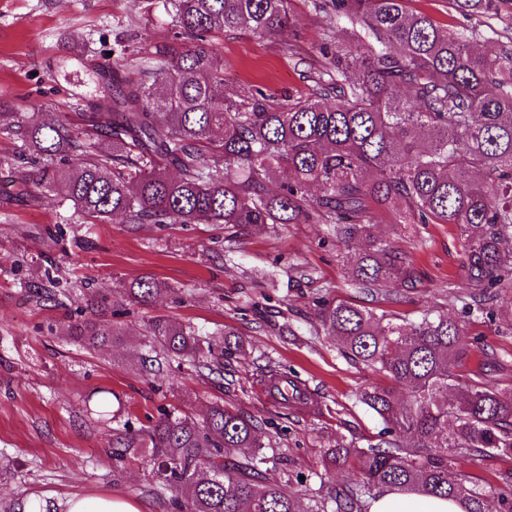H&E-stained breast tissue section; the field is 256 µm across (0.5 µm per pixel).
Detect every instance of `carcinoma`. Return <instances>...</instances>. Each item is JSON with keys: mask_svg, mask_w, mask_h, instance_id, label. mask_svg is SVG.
<instances>
[{"mask_svg": "<svg viewBox=\"0 0 512 512\" xmlns=\"http://www.w3.org/2000/svg\"><path fill=\"white\" fill-rule=\"evenodd\" d=\"M161 2L180 43L140 48L124 76L128 46L98 72L103 99L83 112L86 138L60 117L34 110L5 127L30 156L19 184L70 202L88 224H328L337 242L363 243L348 284L390 303L417 287L410 254L374 232L377 211L400 224H453L469 284L465 314L494 322L512 288V46L472 50L473 31L406 8L408 0H324L336 53L315 92L286 104L258 90L224 93V63L210 38L291 27L289 0ZM455 10L494 14L501 0H449ZM277 189H271L274 182ZM168 292L145 276L98 298L65 335L86 348L123 331L108 315ZM317 318L342 356L382 376L358 401L380 422L365 448H330L328 463L353 459L359 479L329 497L300 498L267 477L276 450L260 421L219 403L199 422L165 413L126 424L115 457L150 448L175 487L173 512H362L383 486L457 499L486 512L482 493L453 479L461 454L512 457V394L484 367L467 368L476 338L435 309L412 321L342 299H322ZM152 342L173 360L224 377L223 359L245 352L192 326L157 317Z\"/></svg>", "mask_w": 512, "mask_h": 512, "instance_id": "cac0c4a2", "label": "carcinoma"}]
</instances>
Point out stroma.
Wrapping results in <instances>:
<instances>
[{
    "instance_id": "35a3bbf8",
    "label": "stroma",
    "mask_w": 512,
    "mask_h": 512,
    "mask_svg": "<svg viewBox=\"0 0 512 512\" xmlns=\"http://www.w3.org/2000/svg\"><path fill=\"white\" fill-rule=\"evenodd\" d=\"M408 7L475 30L472 45L480 51L512 39V0L494 16L462 15L448 0H410ZM291 8L293 26L280 35L216 38L228 92L308 96L336 45L323 36L325 19L313 0H291ZM130 28L152 42L172 34L162 7L146 9L143 0H0V113L35 107L81 129L84 106L102 95L96 71ZM30 170L0 132V507L112 494L142 512H169L173 491L162 485L149 451L118 462L112 444L124 418L137 427L166 411L200 419L215 402L265 419L261 439L281 451L267 476L288 491L320 497L356 479L353 465L326 466L324 452L375 440L378 423L357 393L376 375L346 362L320 332L316 303L337 298L367 306L371 299L346 285L329 226L237 232L220 224H85L51 194L21 191L19 178ZM375 229L412 255L421 280L392 312L411 319L434 308L460 317L468 284L456 226L398 224L385 212ZM142 275L169 292L118 315L121 342L89 349L61 336V326L85 315L99 292ZM158 316L203 333L232 326L246 354L225 359L220 379L177 367L148 343V323ZM466 327L482 342L472 364H490L500 388L512 391V324L470 319ZM275 373L305 383L317 412L306 416L257 398L255 382ZM98 391L114 393L119 420L90 412L88 400ZM510 472L512 458L493 455L460 458L452 469L490 506ZM297 474L303 483H294Z\"/></svg>"
}]
</instances>
